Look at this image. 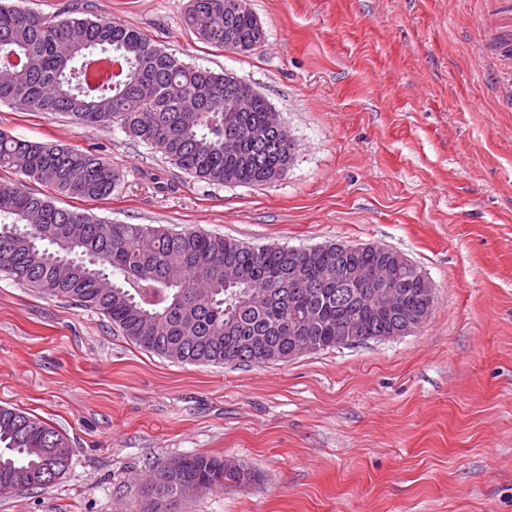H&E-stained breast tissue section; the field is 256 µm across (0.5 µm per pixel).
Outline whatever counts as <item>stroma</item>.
I'll list each match as a JSON object with an SVG mask.
<instances>
[{"instance_id": "obj_1", "label": "stroma", "mask_w": 512, "mask_h": 512, "mask_svg": "<svg viewBox=\"0 0 512 512\" xmlns=\"http://www.w3.org/2000/svg\"><path fill=\"white\" fill-rule=\"evenodd\" d=\"M264 40L206 44L187 0H25L104 16L234 76L296 151L268 184L211 185L119 123L0 105V132L99 155L111 196L59 206L255 246L378 243L435 286L413 333L264 365H191L98 311L0 274V405L67 435L73 463L0 512H138L157 466L203 453L252 472L177 512H512V35L505 0H249Z\"/></svg>"}]
</instances>
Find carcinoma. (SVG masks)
<instances>
[{
  "mask_svg": "<svg viewBox=\"0 0 512 512\" xmlns=\"http://www.w3.org/2000/svg\"><path fill=\"white\" fill-rule=\"evenodd\" d=\"M186 24L203 42L247 52L264 40L248 0L224 17V0H189ZM122 64L96 83L97 58ZM0 103L26 112L63 113L86 126L119 121L125 132L202 181L259 184L281 177L295 143L272 133L258 144L224 139V74L189 65L140 30L107 17L56 19L19 4H0ZM267 100L253 91L237 123L264 128ZM0 168L72 199L104 200L119 179L98 155L20 140L0 132ZM331 258L322 247H251L193 227L112 224L45 194L0 184V272L50 296L106 316L133 343L191 364H266L292 358L296 338L314 351L343 345L350 325L364 339L401 332L433 301L401 267L402 297L373 312L355 293L320 287ZM377 253L351 247L345 266L370 269ZM69 439L40 419L0 406V495L21 485L54 484L70 468ZM243 481L251 472L212 455L184 456L157 469L140 512H175L180 488Z\"/></svg>",
  "mask_w": 512,
  "mask_h": 512,
  "instance_id": "cac0c4a2",
  "label": "carcinoma"
}]
</instances>
